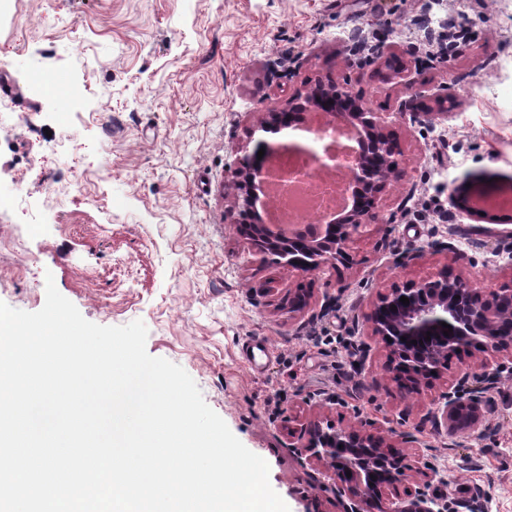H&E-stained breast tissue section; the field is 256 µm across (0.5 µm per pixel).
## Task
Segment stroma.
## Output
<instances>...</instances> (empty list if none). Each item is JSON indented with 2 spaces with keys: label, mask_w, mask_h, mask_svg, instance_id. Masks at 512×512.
Returning <instances> with one entry per match:
<instances>
[{
  "label": "stroma",
  "mask_w": 512,
  "mask_h": 512,
  "mask_svg": "<svg viewBox=\"0 0 512 512\" xmlns=\"http://www.w3.org/2000/svg\"><path fill=\"white\" fill-rule=\"evenodd\" d=\"M19 43L0 31V86L26 119L0 130V177L27 191L50 184L20 219L38 234L0 251V301L36 312L38 277L88 321H142L146 350L180 365L232 433L269 465L289 512H341L334 474L294 453L309 419L335 429L415 434L410 460L430 475L437 512L478 499L512 512V360L454 355L416 393L385 370L388 351L365 316L393 284L450 268L485 288L512 285V212H469L478 182L512 183V109L482 88L512 83V0H22ZM85 72L92 116L81 131L104 144L75 178L58 163L66 132L24 90L28 59ZM334 84L378 112L418 95L433 126L387 127L398 176L353 262L309 275L254 253L239 234L233 172L261 141L265 113L293 93ZM110 200L111 219L81 200ZM37 256L33 273L11 272ZM309 296L290 312L288 300ZM483 400L458 437L430 416L460 378Z\"/></svg>",
  "instance_id": "obj_1"
}]
</instances>
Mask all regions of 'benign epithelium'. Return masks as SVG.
Segmentation results:
<instances>
[{"label": "benign epithelium", "instance_id": "benign-epithelium-1", "mask_svg": "<svg viewBox=\"0 0 512 512\" xmlns=\"http://www.w3.org/2000/svg\"><path fill=\"white\" fill-rule=\"evenodd\" d=\"M320 112L333 118L335 124L357 128L363 137L357 154L346 166V189L353 199L350 211L340 214L315 233L292 238L275 235L263 224L258 213V191L263 182L265 165L258 160L260 149L272 150L264 142L243 155L234 172L235 186L241 195L235 206L242 217L239 231L262 254L277 257V262L303 273L317 272L325 266L349 260V245L368 224L377 221L374 205L379 194L397 177L392 161L394 145L384 129L404 116L398 112H376L343 88H315L298 93L289 107L267 113L259 128L265 131L309 122L308 115ZM480 286L453 277L443 271L419 280H409L378 295L366 316L370 335L381 338L389 348L387 372L396 381L406 378L415 389L421 383L440 375L448 367V355L460 345L477 344L496 357L512 354V336L502 335L505 317L501 310L502 295H512V288L492 289L479 300L471 298ZM409 304L400 302V297ZM396 309H391V306ZM452 322L454 336L448 349L442 351L420 342L432 328ZM417 344H412V341ZM442 415L431 416L437 426L445 425L448 436L455 437L476 425L481 418L478 395L458 389L444 395ZM295 451L313 464L329 466L338 484L339 496L350 504H342V512H367V507L382 496L385 488L415 474L423 478L422 488L408 495L403 504L385 512H434L424 487L428 473L407 462L399 443L387 440L379 431L351 429L325 431L318 421L301 424Z\"/></svg>", "mask_w": 512, "mask_h": 512}]
</instances>
